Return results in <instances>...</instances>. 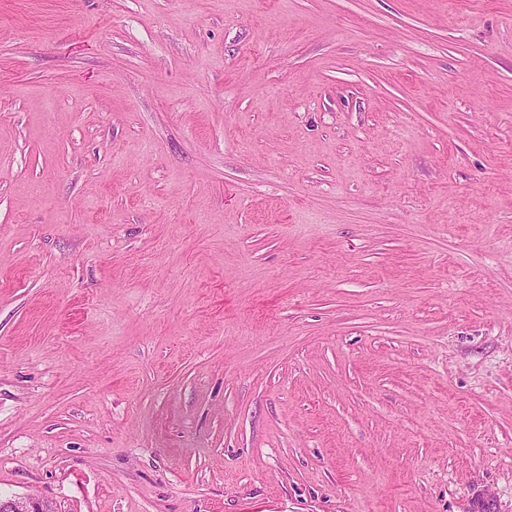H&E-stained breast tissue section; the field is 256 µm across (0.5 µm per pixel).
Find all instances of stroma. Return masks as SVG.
Returning a JSON list of instances; mask_svg holds the SVG:
<instances>
[{
	"mask_svg": "<svg viewBox=\"0 0 512 512\" xmlns=\"http://www.w3.org/2000/svg\"><path fill=\"white\" fill-rule=\"evenodd\" d=\"M512 512V0H0V498Z\"/></svg>",
	"mask_w": 512,
	"mask_h": 512,
	"instance_id": "1",
	"label": "stroma"
}]
</instances>
